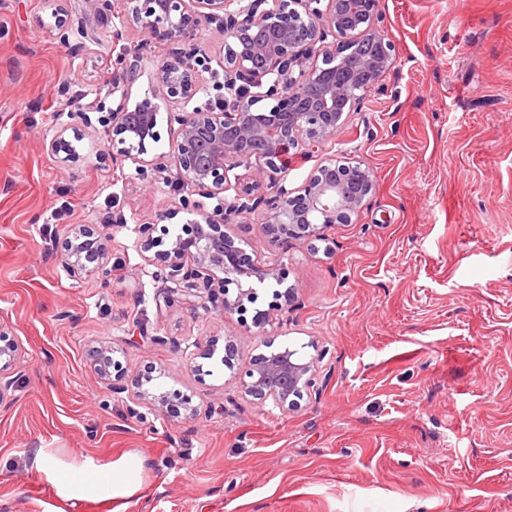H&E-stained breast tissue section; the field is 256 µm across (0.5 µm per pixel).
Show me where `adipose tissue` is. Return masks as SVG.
Wrapping results in <instances>:
<instances>
[{
	"instance_id": "obj_1",
	"label": "adipose tissue",
	"mask_w": 512,
	"mask_h": 512,
	"mask_svg": "<svg viewBox=\"0 0 512 512\" xmlns=\"http://www.w3.org/2000/svg\"><path fill=\"white\" fill-rule=\"evenodd\" d=\"M37 471L57 495L71 501L117 500L133 496L141 486L143 462L133 456L99 465L91 459L64 461L55 453L42 452Z\"/></svg>"
}]
</instances>
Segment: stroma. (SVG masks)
<instances>
[{
    "mask_svg": "<svg viewBox=\"0 0 512 512\" xmlns=\"http://www.w3.org/2000/svg\"><path fill=\"white\" fill-rule=\"evenodd\" d=\"M396 63L313 155L291 151L289 187L327 158L374 188L317 240L272 243L263 210L227 224L277 284L229 314L190 309L140 249L188 227L175 104L137 172L103 137L109 75L139 56L137 103L179 46L118 26L87 0H0V327L23 355L0 399V512H512V0H378ZM89 102L71 115L77 101ZM64 134V158L49 143ZM73 204L64 219L54 201ZM79 224L107 226L112 280L60 255ZM236 343L234 367L189 345ZM318 360L295 410L246 395L266 343ZM190 396L188 420L133 404L97 374ZM144 464L134 497L68 502L39 450Z\"/></svg>",
    "mask_w": 512,
    "mask_h": 512,
    "instance_id": "obj_1",
    "label": "stroma"
}]
</instances>
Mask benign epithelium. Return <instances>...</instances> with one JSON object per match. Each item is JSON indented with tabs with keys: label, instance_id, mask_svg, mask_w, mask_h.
<instances>
[{
	"label": "benign epithelium",
	"instance_id": "7a95c632",
	"mask_svg": "<svg viewBox=\"0 0 512 512\" xmlns=\"http://www.w3.org/2000/svg\"><path fill=\"white\" fill-rule=\"evenodd\" d=\"M188 6H182V2ZM126 0L119 23L133 24L162 41L189 45L159 65V93L128 106L127 80L111 82L119 101L109 113L104 137L123 145L121 155L141 170L152 161L146 140L156 139L160 105L180 106L173 153L187 186L208 199L213 209L195 203L198 219L189 233L171 241L146 234L142 248L168 263L171 292L193 304L231 313L244 300L257 298L255 283L275 277L258 267L241 247L242 239L224 232L231 216L244 217L265 206L262 230L272 241L286 243L317 237L327 227L358 212L371 193V172L359 162L327 159L301 187L288 188L284 158L292 149L307 153L336 138L365 93L396 61L395 47L375 24L377 0ZM217 20L224 31V81L216 80L210 58L195 43L201 20ZM210 74L212 85L203 81ZM216 91L220 108H188L201 92ZM263 100L272 104L257 108ZM253 170L242 183L233 170ZM234 192L231 202L226 194ZM63 265L73 275L94 276L109 283V234L80 226L66 243ZM190 268H185L186 263ZM235 286V298L229 286ZM257 355L241 377L245 394L270 400L281 409L300 406L315 386V358L305 360L288 347ZM133 399L157 412L172 405L171 394L151 393L137 385Z\"/></svg>",
	"mask_w": 512,
	"mask_h": 512
}]
</instances>
